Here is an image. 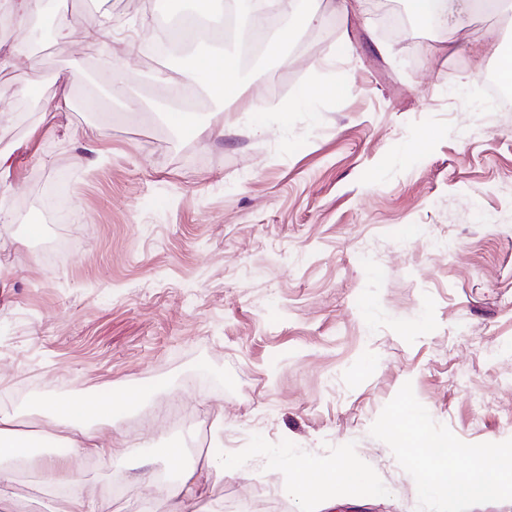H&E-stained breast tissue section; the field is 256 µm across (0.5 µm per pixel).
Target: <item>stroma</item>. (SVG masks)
I'll list each match as a JSON object with an SVG mask.
<instances>
[{
	"label": "stroma",
	"instance_id": "obj_1",
	"mask_svg": "<svg viewBox=\"0 0 512 512\" xmlns=\"http://www.w3.org/2000/svg\"><path fill=\"white\" fill-rule=\"evenodd\" d=\"M307 5L317 17L285 58L240 65L259 113L200 111L223 122L220 137L168 114L188 60L241 36L181 39L179 64L142 48L126 66L129 34H159L149 0H112L111 33L55 35L36 57L22 52L35 30L0 31V51L20 53L0 71L13 165L0 192V406L28 421L41 396L154 388L114 424L144 458L159 437L183 445L149 466L169 479L227 458L206 512H303L261 448L369 469L372 489L323 512H439L386 425L403 413L418 440L512 448V111L483 97L494 61L469 45L506 33L473 17L454 45L424 24L419 40L390 38L371 11ZM108 68L126 105L77 111L79 89L107 97ZM334 83L349 93L294 111ZM25 98L39 109L22 122ZM89 128L93 143L72 138ZM62 175L72 221L54 231L71 247L52 262L27 227ZM81 469L101 512H137L149 493L131 460ZM10 491L17 512H64L38 475Z\"/></svg>",
	"mask_w": 512,
	"mask_h": 512
}]
</instances>
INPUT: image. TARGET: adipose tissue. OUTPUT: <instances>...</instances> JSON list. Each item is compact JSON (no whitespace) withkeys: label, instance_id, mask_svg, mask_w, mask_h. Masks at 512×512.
<instances>
[{"label":"adipose tissue","instance_id":"adipose-tissue-1","mask_svg":"<svg viewBox=\"0 0 512 512\" xmlns=\"http://www.w3.org/2000/svg\"><path fill=\"white\" fill-rule=\"evenodd\" d=\"M414 17L429 23L432 18H447L446 33L449 40H456L463 26L458 0H410ZM239 58L231 52L200 57L188 70V83L208 90L222 104L223 111L236 112L260 110V99L243 100L242 88L236 79ZM37 413L45 426L54 428L58 438L66 442V459L50 460L30 449L32 432L22 427L19 415L0 410V512H13L12 500L7 488L13 481L9 467L11 461L22 460L38 471L45 483L59 481L61 470H70L67 481L66 512H97L95 499L85 491V480L79 463L84 459L109 464L113 458H132L138 446L128 440H104L103 431L112 427L113 403L103 396L87 401L74 396L68 402L52 398H40L36 402ZM95 418L97 428H90L88 418ZM409 454L417 464L430 471L429 480L418 487L422 495L437 499L447 505H467L476 501L499 496L512 487V457H504L498 448L445 449L438 443L410 449ZM463 456L466 467L453 468L450 458ZM215 460L202 466L180 468L175 482L168 487L172 512H198L205 475L216 468ZM370 478L367 468L341 462L333 458L296 456L288 465V477L283 490L303 496L304 499L323 501L343 496L368 487Z\"/></svg>","mask_w":512,"mask_h":512}]
</instances>
